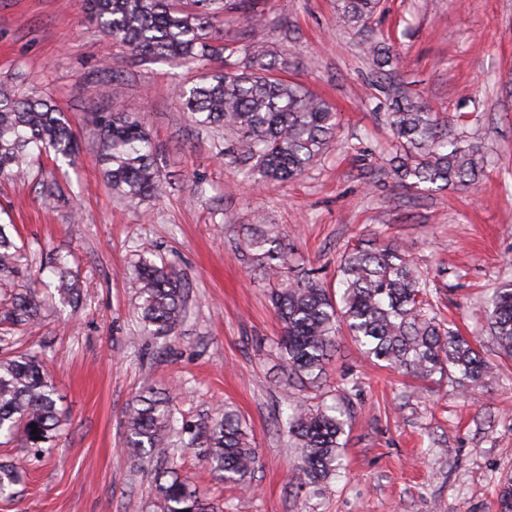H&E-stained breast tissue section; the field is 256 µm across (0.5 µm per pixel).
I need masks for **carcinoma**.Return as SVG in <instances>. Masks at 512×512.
<instances>
[{"instance_id":"carcinoma-1","label":"carcinoma","mask_w":512,"mask_h":512,"mask_svg":"<svg viewBox=\"0 0 512 512\" xmlns=\"http://www.w3.org/2000/svg\"><path fill=\"white\" fill-rule=\"evenodd\" d=\"M249 0H80L82 10L112 39L135 54L181 65L215 63L197 82L179 90L192 121L224 140L235 157L250 163L256 184L286 181L304 174L334 143L338 113L326 100L281 75L287 62L266 59L252 44L230 47L220 27L234 14L246 16ZM380 0H341L343 23L359 24L377 10ZM243 63L230 62L235 55ZM375 72L394 68L397 55L388 47L369 48ZM388 121L398 141L387 164L401 186L428 190L475 180L483 169L479 149L456 131L448 119L396 87L387 91ZM99 142L96 162L112 194L138 204L160 193L162 183L149 135L142 122L123 113L94 119ZM78 145L65 114L52 99L0 92V175L27 178L47 153L71 164ZM253 263L279 278L294 268L292 248L276 236L245 243ZM23 253L8 225L0 224V275L20 273ZM56 285L64 305L78 302L80 288L62 261L55 263ZM341 294L336 297L311 269L274 290L272 302L283 331L277 348L300 384L313 385L325 375L344 330L361 355L421 378L435 374L460 386L481 380L491 363L480 345L447 328L432 313L430 282L408 248L399 242L366 240L342 256L337 270ZM131 281L145 336H169L185 314L189 285L165 264L141 261ZM37 294L28 289L0 304V324H33L40 317ZM485 320L498 354L512 360V287L495 291ZM56 390L35 356L0 360V435L19 433L40 454L62 423ZM35 424L38 435H32ZM170 397L149 391L140 396L127 419V456L141 459L150 450L167 448L176 430L203 439L204 460L211 474L228 484L247 486L258 460L246 424L233 409L208 424L183 423ZM345 413L337 407H292L284 429L301 449L295 477L299 488L325 481L339 461L345 435ZM22 469L0 464V496L12 494ZM154 495L162 512H222L173 467L156 474Z\"/></svg>"}]
</instances>
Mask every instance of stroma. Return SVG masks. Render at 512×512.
Masks as SVG:
<instances>
[{
    "mask_svg": "<svg viewBox=\"0 0 512 512\" xmlns=\"http://www.w3.org/2000/svg\"><path fill=\"white\" fill-rule=\"evenodd\" d=\"M337 0H251L263 51L336 108L337 141L301 177L257 186L197 129L177 91L197 70L136 56L87 19L78 0H0V90L52 98L80 141L75 167L42 159L31 177L0 176V222L17 224L27 261L0 297L34 287L31 326H0V359L29 353L49 370L66 421L41 457L0 438V463L27 476L0 512H159L155 469L173 463L224 512H497L512 476V360L486 341L484 308L512 283V0H381L365 25L338 20ZM400 57L391 82L455 121L485 156L469 187L398 186L382 169L395 141L376 110L369 44ZM100 83L108 96L89 95ZM138 116L163 192L138 205L112 195L95 164L91 120ZM55 199H46L45 185ZM283 236L296 263L336 286L341 254L364 239L406 243L437 291L447 327L484 338L494 369L463 393L365 360L339 335L323 389L350 424L342 467L316 487L291 484L298 453L281 428L296 400L276 341V285L244 249L252 228ZM147 257L189 285L174 335L143 336L127 269ZM79 283L77 307L54 299L55 260ZM199 424L224 406L246 420L259 457L248 490L215 479L202 445L131 461L127 416L149 390Z\"/></svg>",
    "mask_w": 512,
    "mask_h": 512,
    "instance_id": "35a3bbf8",
    "label": "stroma"
}]
</instances>
